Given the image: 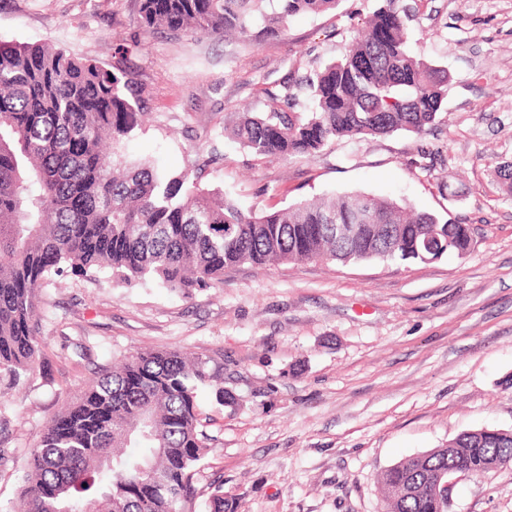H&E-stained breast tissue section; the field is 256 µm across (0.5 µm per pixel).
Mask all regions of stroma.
<instances>
[{
	"instance_id": "1",
	"label": "stroma",
	"mask_w": 512,
	"mask_h": 512,
	"mask_svg": "<svg viewBox=\"0 0 512 512\" xmlns=\"http://www.w3.org/2000/svg\"><path fill=\"white\" fill-rule=\"evenodd\" d=\"M412 51L450 75L424 135L339 140L313 157H255L224 134L234 113L341 57L378 0L293 17L258 46L169 40L135 23L138 0H0V43H49L131 73L149 92L126 159L195 166L246 211L361 192L469 225L466 255L243 266L183 295L111 272L52 277L41 291L39 367L0 375V506L46 423L100 366L174 348L224 359L233 404L201 409L219 437L196 512L222 488L235 512H383L381 474L485 427L512 430V0H418ZM449 512H512V463L456 475Z\"/></svg>"
}]
</instances>
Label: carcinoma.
I'll return each instance as SVG.
<instances>
[{"mask_svg":"<svg viewBox=\"0 0 512 512\" xmlns=\"http://www.w3.org/2000/svg\"><path fill=\"white\" fill-rule=\"evenodd\" d=\"M338 0H139L148 33L277 37L298 14ZM402 0H382L339 59L262 112H238L224 134L253 155L314 156L337 140L425 134L441 110L448 73L409 48ZM145 87L122 71L48 44H0V372L34 369L39 292L51 276L112 271L132 285L190 294L243 265L330 260L430 262L464 255L465 224L442 222L360 192L244 211L198 182L193 169L158 173L119 147L149 119ZM512 196V161L495 166ZM207 357L136 352L104 368L65 403L30 450L22 506L13 512H195L194 479L218 437L197 399H232ZM512 461V432H463L403 459L380 479L386 512H448L439 475H476Z\"/></svg>","mask_w":512,"mask_h":512,"instance_id":"carcinoma-1","label":"carcinoma"}]
</instances>
